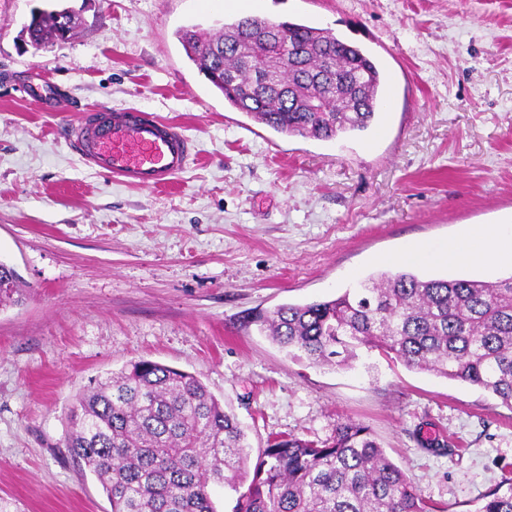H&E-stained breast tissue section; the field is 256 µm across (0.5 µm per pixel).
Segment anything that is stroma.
Segmentation results:
<instances>
[{
    "label": "stroma",
    "mask_w": 512,
    "mask_h": 512,
    "mask_svg": "<svg viewBox=\"0 0 512 512\" xmlns=\"http://www.w3.org/2000/svg\"><path fill=\"white\" fill-rule=\"evenodd\" d=\"M39 3L0 0V261L23 290L0 308V497L111 512L64 417L139 359L199 375L256 451L363 420L448 512L512 477V410L491 394L364 348L353 367H313L253 322L461 225H512V0H263V16L332 29L385 74L386 112L333 141L255 122L188 60L177 30L219 29L239 0H67L75 35L37 51L20 32ZM99 104L182 124L195 159L160 190L98 173L59 129ZM435 432L455 451L422 449Z\"/></svg>",
    "instance_id": "stroma-1"
}]
</instances>
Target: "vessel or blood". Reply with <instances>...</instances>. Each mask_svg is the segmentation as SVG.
Here are the masks:
<instances>
[{
    "label": "vessel or blood",
    "mask_w": 512,
    "mask_h": 512,
    "mask_svg": "<svg viewBox=\"0 0 512 512\" xmlns=\"http://www.w3.org/2000/svg\"><path fill=\"white\" fill-rule=\"evenodd\" d=\"M65 140L85 163L115 181L153 188L170 185L197 153L182 125L106 106L69 123Z\"/></svg>",
    "instance_id": "obj_1"
}]
</instances>
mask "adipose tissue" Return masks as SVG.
Here are the masks:
<instances>
[{
    "mask_svg": "<svg viewBox=\"0 0 512 512\" xmlns=\"http://www.w3.org/2000/svg\"><path fill=\"white\" fill-rule=\"evenodd\" d=\"M512 226L501 224L493 228L475 225L461 226L457 235L448 242L417 246L395 256V263L411 260L438 262L444 259L454 261L462 267H472L489 262L512 264Z\"/></svg>",
    "mask_w": 512,
    "mask_h": 512,
    "instance_id": "ef3b65f1",
    "label": "adipose tissue"
}]
</instances>
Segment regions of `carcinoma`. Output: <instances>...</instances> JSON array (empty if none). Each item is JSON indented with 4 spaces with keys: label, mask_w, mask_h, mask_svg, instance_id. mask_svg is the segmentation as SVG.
<instances>
[{
    "label": "carcinoma",
    "mask_w": 512,
    "mask_h": 512,
    "mask_svg": "<svg viewBox=\"0 0 512 512\" xmlns=\"http://www.w3.org/2000/svg\"><path fill=\"white\" fill-rule=\"evenodd\" d=\"M46 2L24 25L36 50L78 28L65 0ZM177 37L225 103L277 133L331 141L367 131L383 111L385 79L372 56L328 28L252 15L224 23L214 43L194 25ZM259 53L263 85L251 78ZM17 281L0 269L1 307L21 302ZM255 323L313 366H345L364 347L512 410V274L489 282L380 270L333 299L280 304ZM67 421L65 447L112 512H217L214 485L237 494L233 512H440L360 420L340 422L326 440L275 437L250 464L240 423L201 378L152 360L78 394ZM474 512H512V479Z\"/></svg>",
    "instance_id": "1"
}]
</instances>
